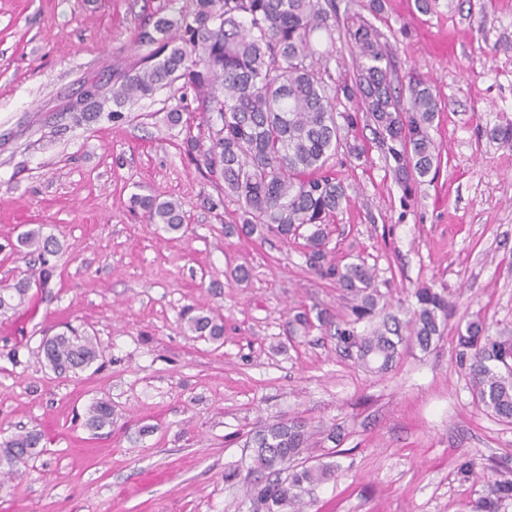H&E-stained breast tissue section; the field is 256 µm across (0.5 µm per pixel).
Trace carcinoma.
<instances>
[{
    "mask_svg": "<svg viewBox=\"0 0 512 512\" xmlns=\"http://www.w3.org/2000/svg\"><path fill=\"white\" fill-rule=\"evenodd\" d=\"M335 0H192V10L174 21L158 18L140 42L156 45L137 71L120 75L112 85V118L130 101L182 82L199 100L205 115L206 139L190 136L184 153L222 186L224 198L237 206L242 235L274 232L284 240H305L306 262L316 274L333 279L351 296L353 323L371 319L379 293L365 263L344 267L326 264V224L347 200L344 182L327 171L339 148L359 159L364 146L352 143L358 114L336 111L337 103L360 104L375 138L387 144L395 171L402 177H427L439 167V149L429 135L439 98L431 84L409 77L408 96L394 85V67L381 42L382 34L368 16L354 13L346 36L356 58L354 79L336 80L313 43L320 32L332 34ZM343 123H338L337 118ZM152 224L167 233L184 227L182 203L150 196L134 197ZM306 232H301V229ZM20 244L40 264L37 275L0 288V315L17 310L32 284L47 285L54 267L49 257L58 242L31 229ZM413 336L426 350L451 311L448 300L431 288L415 292ZM191 334L213 342L224 339V322L196 306L182 310ZM346 349L356 350L366 368L382 370L405 341L401 324L385 321L359 336L352 328H336ZM459 359L473 393L495 416L512 420V341L489 334L477 319L459 332ZM40 351L54 372L78 375L99 358L95 338L73 329L42 341ZM85 425L99 431L112 426V403L91 404ZM42 434L21 432L0 443V476L17 473L38 454ZM253 451L248 467L254 479L246 493L263 512H302L305 486L323 483L335 473L332 463L299 466L295 461L318 446L315 432L298 418L265 425L250 435ZM512 499V479L497 483L495 497L476 502L474 512H500Z\"/></svg>",
    "mask_w": 512,
    "mask_h": 512,
    "instance_id": "obj_1",
    "label": "carcinoma"
}]
</instances>
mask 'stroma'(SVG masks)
I'll return each mask as SVG.
<instances>
[{"label":"stroma","instance_id":"stroma-1","mask_svg":"<svg viewBox=\"0 0 512 512\" xmlns=\"http://www.w3.org/2000/svg\"><path fill=\"white\" fill-rule=\"evenodd\" d=\"M319 36L333 75L351 76L348 12ZM190 0H0V287L32 274L14 250L43 226L61 250L47 288L0 317V442L43 435L42 453L0 488V512H248L240 483L260 427L299 418L336 428L314 454L337 465L306 512H473L512 479V421L478 404L457 361L458 329L480 318L512 337V148L489 137L512 120V0H385L376 20L399 80L433 82V181L405 190L366 124V152L329 166L348 194L328 225L327 259L365 262L387 311L414 292L444 293L454 313L429 351L404 342L388 369L369 370L296 312L347 319L351 299L306 264L303 239L227 233L235 214L183 151L204 118L179 86L127 104L120 118L70 110L88 80L137 69L139 36ZM180 109L182 120L168 114ZM150 195L182 202L184 234L134 209ZM250 277L238 281L237 266ZM224 321V342L191 335L185 306ZM73 327L97 338L104 365L55 374L44 337ZM112 425L85 427L95 399ZM477 463L464 477L459 467Z\"/></svg>","mask_w":512,"mask_h":512}]
</instances>
